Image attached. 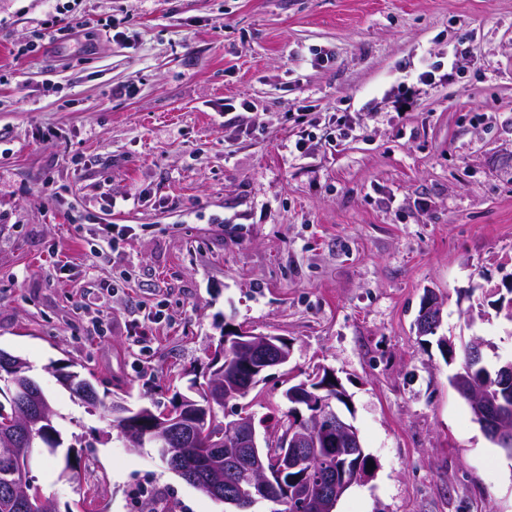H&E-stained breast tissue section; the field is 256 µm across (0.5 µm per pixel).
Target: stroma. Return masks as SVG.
<instances>
[{
  "mask_svg": "<svg viewBox=\"0 0 512 512\" xmlns=\"http://www.w3.org/2000/svg\"><path fill=\"white\" fill-rule=\"evenodd\" d=\"M511 280L512 0H0V349L88 443L76 480L33 468L60 512H146L156 488L224 512L153 449L98 442L49 367L167 410L230 327L292 346L256 418L287 411L286 372L349 394L374 467L335 512H512V459L437 345L512 357L485 298ZM442 311L441 298L433 291H428L415 322L418 336H429L437 331L442 320Z\"/></svg>",
  "mask_w": 512,
  "mask_h": 512,
  "instance_id": "1",
  "label": "stroma"
}]
</instances>
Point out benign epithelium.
Wrapping results in <instances>:
<instances>
[{"label": "benign epithelium", "instance_id": "7a95c632", "mask_svg": "<svg viewBox=\"0 0 512 512\" xmlns=\"http://www.w3.org/2000/svg\"><path fill=\"white\" fill-rule=\"evenodd\" d=\"M443 303L434 292H427L415 326L417 334L429 336L437 331L442 320ZM236 356L242 370L224 373V355ZM291 344L288 340L270 334H256L240 329L224 332L222 346L214 354L224 374V403L246 398L265 378L273 367L288 363ZM333 370L317 367L314 373L283 391L288 402L311 409L307 421L294 425L278 438L269 435L260 437L255 417L242 412L234 418L224 417V442L216 443L208 455L224 451L226 464H233L239 452H245V479L233 490L226 491L219 485L211 488L213 498L224 503L225 512H244V507L261 501L298 502L306 512H334L336 504L356 476L346 477L343 462L338 468L330 467L312 477L316 464L325 459L324 449L341 448L343 455L355 457L362 452L359 433L351 421L342 416L333 406V399L345 403L348 395ZM456 389L465 393L473 406L484 433L505 449L512 458V425L502 421L506 404L500 396L489 397L472 386L468 375H459L453 380ZM153 424L170 436H178L183 442L194 439V430L183 423L181 417L165 412L155 417ZM299 471L301 478L283 492L272 494L273 478L280 472Z\"/></svg>", "mask_w": 512, "mask_h": 512}]
</instances>
